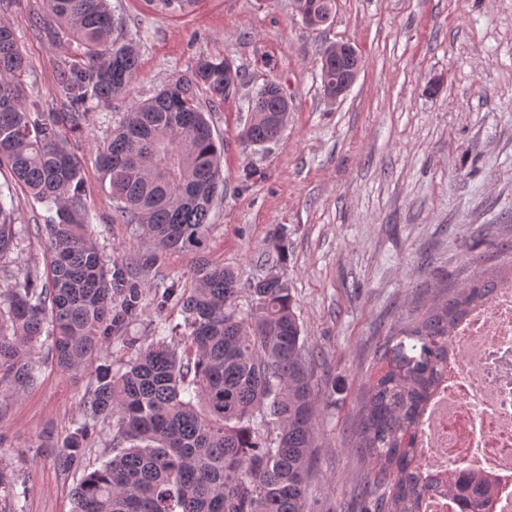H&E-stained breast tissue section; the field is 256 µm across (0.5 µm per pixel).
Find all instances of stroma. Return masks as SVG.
Here are the masks:
<instances>
[{
  "mask_svg": "<svg viewBox=\"0 0 512 512\" xmlns=\"http://www.w3.org/2000/svg\"><path fill=\"white\" fill-rule=\"evenodd\" d=\"M117 33L139 48L132 99L90 102L89 118L65 131L80 164L84 195L107 259L136 266L152 241L115 213L97 150L129 113L187 75L201 56L230 58L243 74L223 102H198L224 141V194L216 198L204 254L163 251L140 274L141 314L107 344L120 368L136 350L183 344L185 315L161 303L160 278L188 286L199 258L235 270L242 282L270 269L287 279L310 349L317 395L311 512H361L356 488L371 464L353 433L376 354L399 318L446 300L474 274L512 258V0H336L329 24L311 29L293 0H197L187 11L158 0H110ZM28 61L22 88L57 112L58 64L80 54L62 45L43 0H0ZM355 45L363 68L350 92L328 102L320 57L336 42ZM277 82L288 96L279 140L246 144L247 98ZM22 241L13 274L45 267L36 227L44 204L28 197L9 168ZM37 382L0 408V464L15 477L7 496L24 512H73L83 476L106 460L111 428L70 467L61 441L82 418L88 373L58 370L36 352Z\"/></svg>",
  "mask_w": 512,
  "mask_h": 512,
  "instance_id": "obj_1",
  "label": "stroma"
}]
</instances>
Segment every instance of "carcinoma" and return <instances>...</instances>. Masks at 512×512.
<instances>
[{"instance_id":"carcinoma-1","label":"carcinoma","mask_w":512,"mask_h":512,"mask_svg":"<svg viewBox=\"0 0 512 512\" xmlns=\"http://www.w3.org/2000/svg\"><path fill=\"white\" fill-rule=\"evenodd\" d=\"M318 25L332 22L336 0H310ZM45 10L83 54L59 64L65 112L24 100L26 58L0 22V164L55 211L37 224L48 238V278L37 267L0 289V408L38 378L33 351L51 338L64 372L86 369L92 390L84 418L61 445L67 467L97 428L112 422V458L88 472L74 512H308L315 404L303 327L288 282L276 271L247 286L222 266L198 264L192 285L158 283L162 301L185 313L182 351L159 343L117 371L100 363L104 345L141 307L139 268L105 261L82 189L78 161L61 137L87 121L86 104L126 98L138 68L133 40L114 35L108 0H44ZM230 81L222 58H199L190 76L136 102L98 151L125 224H138L157 248H206L214 198L224 191V144L214 138L197 92L224 100ZM261 87L248 101L255 116L248 144L279 135L285 103ZM14 210L0 190V262L19 245ZM501 281L475 277L448 300L401 321L380 348L355 431L372 465L365 512H427L443 476L418 456L420 425L448 369L449 333ZM248 294L247 308L238 306ZM491 484L457 471L459 512H493Z\"/></svg>"}]
</instances>
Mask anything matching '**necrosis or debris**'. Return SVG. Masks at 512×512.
<instances>
[{
	"label": "necrosis or debris",
	"mask_w": 512,
	"mask_h": 512,
	"mask_svg": "<svg viewBox=\"0 0 512 512\" xmlns=\"http://www.w3.org/2000/svg\"><path fill=\"white\" fill-rule=\"evenodd\" d=\"M449 347L453 356L423 419L418 454L489 478L496 512H512V282L469 309Z\"/></svg>",
	"instance_id": "4bbe7bcc"
}]
</instances>
